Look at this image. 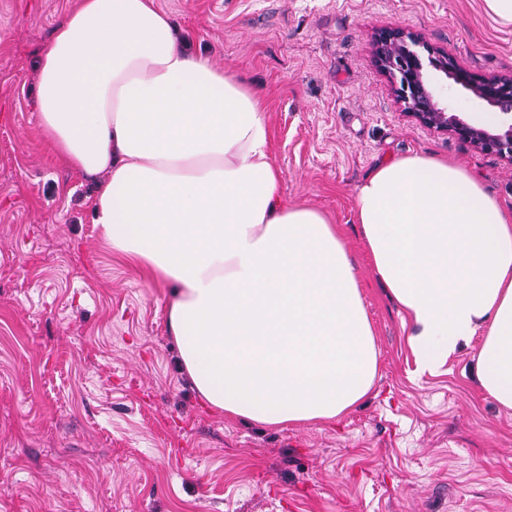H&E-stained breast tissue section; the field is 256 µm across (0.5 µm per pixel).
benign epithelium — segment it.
Listing matches in <instances>:
<instances>
[{"label": "benign epithelium", "instance_id": "obj_1", "mask_svg": "<svg viewBox=\"0 0 512 512\" xmlns=\"http://www.w3.org/2000/svg\"><path fill=\"white\" fill-rule=\"evenodd\" d=\"M428 53L423 65L416 48ZM375 62L392 80L407 113L420 125L456 135L475 149L496 154L512 163V77L479 78L458 66L446 53L426 44L421 35L402 28L378 34ZM454 81L475 99L505 116L502 131L463 119L450 105L435 100L433 87L441 78Z\"/></svg>", "mask_w": 512, "mask_h": 512}]
</instances>
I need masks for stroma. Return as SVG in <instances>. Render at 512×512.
Returning <instances> with one entry per match:
<instances>
[{"mask_svg": "<svg viewBox=\"0 0 512 512\" xmlns=\"http://www.w3.org/2000/svg\"><path fill=\"white\" fill-rule=\"evenodd\" d=\"M75 0H0V512H512V410L478 384L481 336L421 376L354 220L380 161L421 153L512 210V163L406 114L374 62L408 28L479 77L512 75L483 0H155L192 51L266 99L288 204L344 237L377 353L338 420H225L179 365L170 285L106 244L96 186L37 125L40 51Z\"/></svg>", "mask_w": 512, "mask_h": 512, "instance_id": "stroma-1", "label": "stroma"}]
</instances>
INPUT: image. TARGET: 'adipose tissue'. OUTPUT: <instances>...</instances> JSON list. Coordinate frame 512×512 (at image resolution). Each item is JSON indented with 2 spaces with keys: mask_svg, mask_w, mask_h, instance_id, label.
Returning <instances> with one entry per match:
<instances>
[{
  "mask_svg": "<svg viewBox=\"0 0 512 512\" xmlns=\"http://www.w3.org/2000/svg\"><path fill=\"white\" fill-rule=\"evenodd\" d=\"M44 140L95 180L105 242L172 284L167 323L205 402L269 427L339 418L371 392L373 332L340 228L291 206L262 94L190 53L155 0H79L41 51ZM420 373L482 334L476 375L512 410V212L413 154L355 195Z\"/></svg>",
  "mask_w": 512,
  "mask_h": 512,
  "instance_id": "adipose-tissue-1",
  "label": "adipose tissue"
}]
</instances>
